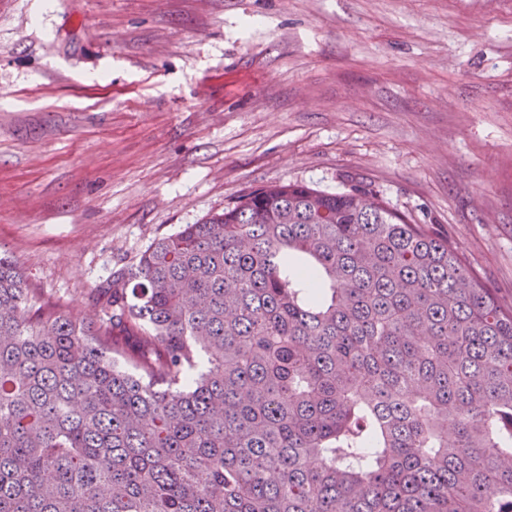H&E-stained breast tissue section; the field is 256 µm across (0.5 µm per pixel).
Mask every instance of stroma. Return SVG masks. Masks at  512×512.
<instances>
[{
    "label": "stroma",
    "instance_id": "1",
    "mask_svg": "<svg viewBox=\"0 0 512 512\" xmlns=\"http://www.w3.org/2000/svg\"><path fill=\"white\" fill-rule=\"evenodd\" d=\"M271 181L369 187L512 308V0H0V245L87 294Z\"/></svg>",
    "mask_w": 512,
    "mask_h": 512
}]
</instances>
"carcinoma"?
Returning <instances> with one entry per match:
<instances>
[{"mask_svg": "<svg viewBox=\"0 0 512 512\" xmlns=\"http://www.w3.org/2000/svg\"><path fill=\"white\" fill-rule=\"evenodd\" d=\"M92 300L0 247V512H512V309L372 190L270 182Z\"/></svg>", "mask_w": 512, "mask_h": 512, "instance_id": "1", "label": "carcinoma"}]
</instances>
